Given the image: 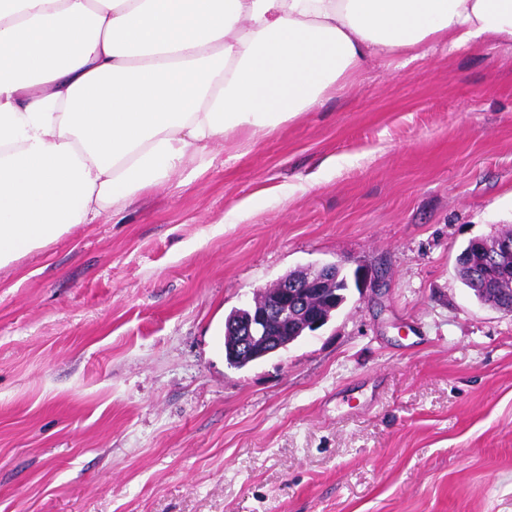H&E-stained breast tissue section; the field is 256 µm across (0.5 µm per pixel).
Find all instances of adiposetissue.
<instances>
[{
	"instance_id": "1",
	"label": "adipose tissue",
	"mask_w": 512,
	"mask_h": 512,
	"mask_svg": "<svg viewBox=\"0 0 512 512\" xmlns=\"http://www.w3.org/2000/svg\"><path fill=\"white\" fill-rule=\"evenodd\" d=\"M488 36L512 40V0H0V267L368 56Z\"/></svg>"
}]
</instances>
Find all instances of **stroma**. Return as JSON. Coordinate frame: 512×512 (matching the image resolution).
I'll return each mask as SVG.
<instances>
[{"instance_id":"stroma-1","label":"stroma","mask_w":512,"mask_h":512,"mask_svg":"<svg viewBox=\"0 0 512 512\" xmlns=\"http://www.w3.org/2000/svg\"><path fill=\"white\" fill-rule=\"evenodd\" d=\"M424 52L0 268V512H512V314L455 271L512 229V42ZM334 261L327 325L227 365ZM336 267L341 268L339 262L328 263L322 265L314 274L302 273V270L290 271L281 276L275 284L270 287L263 288L258 294L266 297L262 305L253 303L245 304L246 311L239 308L233 309L226 317L224 325V356L227 364L231 368L242 369L253 363L261 361L266 357L262 354L263 348L255 350L252 354L243 352H250L253 349V344L259 339H268L265 342L267 347L276 344V347L269 348L265 352L266 355L275 353L280 350L281 346L274 338L269 339L271 336L281 341V344L287 349L290 344H294L306 332H311L307 326L300 327L294 325L288 330L289 320L297 318L302 315L306 310V305L302 296L304 292L302 288H336V294H327L320 299L313 300L312 302L318 306L319 316L323 322V327L327 323V319L343 306L347 300V290L343 283V276L340 277L339 283L336 282ZM302 274H295V273ZM247 313V314H246ZM243 317V315H245ZM236 323H232L233 330L236 336H230V322L234 318H240ZM288 330V336H275L277 331ZM291 341V342H290ZM289 344V345H288ZM282 349V350H284Z\"/></svg>"}]
</instances>
